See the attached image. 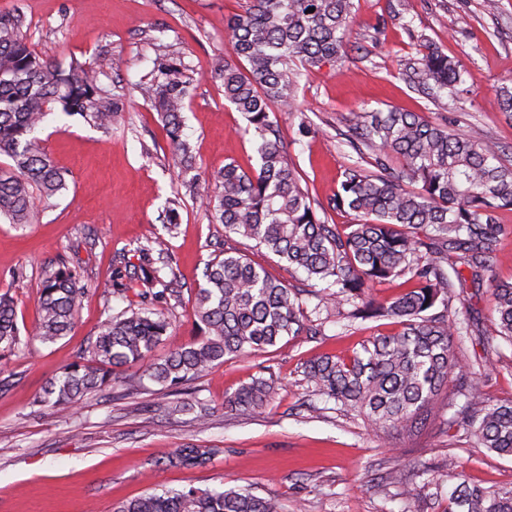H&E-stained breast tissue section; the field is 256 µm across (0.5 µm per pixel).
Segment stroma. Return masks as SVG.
<instances>
[{
	"label": "stroma",
	"mask_w": 512,
	"mask_h": 512,
	"mask_svg": "<svg viewBox=\"0 0 512 512\" xmlns=\"http://www.w3.org/2000/svg\"><path fill=\"white\" fill-rule=\"evenodd\" d=\"M248 0H0V12L19 11L23 31L44 58L69 66L105 57L98 79L127 98L122 120L100 129L53 111L37 130L41 146L66 172L68 188L38 223L0 220V295L11 297L19 328L38 315L42 271L63 259L85 277L116 276L118 254L137 242L164 238L183 293L171 307V348L195 339V292L208 261L232 247L271 276L307 287L303 271L238 235L225 236L201 201L214 192V177L227 163L257 165L256 139L247 121L224 98L214 76L230 44L225 20ZM353 0L346 60L303 71L296 113L279 115L290 160L329 223L346 229L354 216L331 207L344 166L358 155L347 142L353 113L398 109L448 125L454 133L496 143L512 164V117L493 99L512 86V0ZM435 45L459 63L463 83L440 102L409 87L407 62ZM181 60L191 78L182 137L193 148L194 168L184 171L156 110L140 86L159 59ZM308 120L309 136L298 133ZM178 227H164L167 208ZM134 292L104 302L84 299L67 336L29 344L24 354L0 360V512H112L115 504L153 489L222 485L276 495L284 512H406L402 487L390 480L399 465L440 466L455 457L459 470L479 486L512 489V458L465 448L449 449L438 419L418 434L382 440L363 419L344 417L334 402L312 395L304 367L318 355L359 347L372 336L397 332L390 320L348 329L335 316L322 335L288 336L264 351L227 360L188 388L187 402L208 405L206 425L195 411L170 415L158 385L140 367L117 372L111 388L83 400L65 416L39 405L45 383L75 361L107 312L134 303ZM477 321L464 344L469 360H482L485 398L512 400V344L497 336L488 289L468 290L455 301ZM275 376L276 393L260 414L226 409L225 401L258 376ZM185 444L212 449L202 468L159 465Z\"/></svg>",
	"instance_id": "obj_1"
}]
</instances>
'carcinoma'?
Listing matches in <instances>:
<instances>
[{
	"mask_svg": "<svg viewBox=\"0 0 512 512\" xmlns=\"http://www.w3.org/2000/svg\"><path fill=\"white\" fill-rule=\"evenodd\" d=\"M352 15L353 0H249L243 13L227 19L231 51L216 75L224 83V99L245 116L257 138L258 167L224 165L215 177L218 192L205 199V207L225 234L250 238L303 270L314 281L309 295L317 300L316 310L329 313L348 304L352 321L390 319L401 326L347 354L309 360L304 378L312 392L388 437L420 430L454 373L456 392L442 420L447 431L472 448L512 456V401H487L479 391V371L458 357L473 322L431 313L438 304L451 308L466 282L480 288L498 260L504 227L497 214L512 210V166L502 162L499 147L477 135L459 136L414 112L359 113L350 121L349 142L369 151L373 169L353 163L341 172L332 207L356 217L350 231L341 233L318 216L278 137L276 112L296 104L297 65L315 68L345 57ZM22 27L21 16L0 14V156L11 160L0 167V217L34 224L67 188L65 172L37 144L36 130L56 107L109 128L124 106L121 94L99 84L105 63L58 65L31 47ZM407 77L415 86L441 92L461 80V71L428 46ZM188 84L183 64L164 59L142 95L160 113L174 154L189 168L192 147L181 138ZM119 263L124 275L104 286L64 263L43 270L39 316L29 331L42 343L68 334L85 295L102 290L108 310L113 294L139 286L136 306L108 316L78 360L46 383L43 398L59 414L108 387L114 368L139 363L149 379L175 393L228 359L263 351L286 336L317 332L306 323L298 293L228 248L224 258L206 264L205 283L195 295L200 338L150 362L170 328L159 304L179 302L180 289L168 277V254L157 238L123 252ZM399 277L411 286L384 302L370 298L374 285ZM489 292L498 335L512 344V281H495ZM0 351H23L7 296H0ZM275 390L273 378L256 377L226 405L260 414ZM209 457V449L191 445L157 464L199 467ZM420 476L404 474L409 512H418V487L433 486L439 493L446 482L452 484L447 512H512V489L469 484L451 456L419 486ZM114 512L283 508L276 496L245 488H164L122 502Z\"/></svg>",
	"mask_w": 512,
	"mask_h": 512,
	"instance_id": "carcinoma-1",
	"label": "carcinoma"
}]
</instances>
